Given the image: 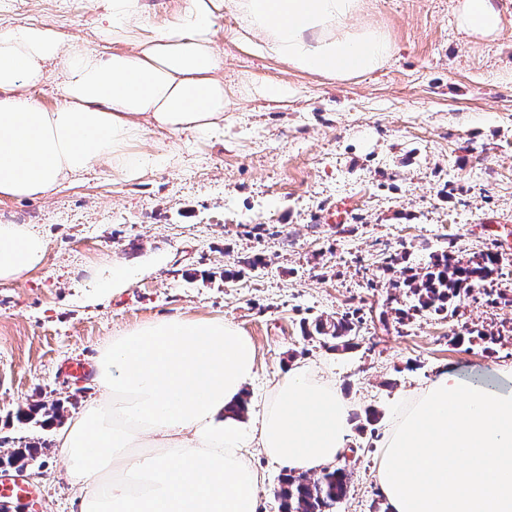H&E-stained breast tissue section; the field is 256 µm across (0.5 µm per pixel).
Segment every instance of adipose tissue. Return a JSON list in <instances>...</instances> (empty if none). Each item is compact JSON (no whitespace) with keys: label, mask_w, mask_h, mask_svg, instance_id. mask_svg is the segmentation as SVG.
Here are the masks:
<instances>
[{"label":"adipose tissue","mask_w":512,"mask_h":512,"mask_svg":"<svg viewBox=\"0 0 512 512\" xmlns=\"http://www.w3.org/2000/svg\"><path fill=\"white\" fill-rule=\"evenodd\" d=\"M112 46L64 44L53 28H0V200L48 196L105 165L131 182L169 162L140 149L145 133L215 136L231 101L219 71L216 22L241 17L257 53L291 68L347 80L381 68L393 40L349 26L363 0H185L165 25L143 0H99ZM472 40L491 41L502 16L493 0H457ZM64 100L29 95L50 68ZM46 240L0 224V283L44 266ZM255 346L221 318L161 317L102 349L90 403L56 433L69 475L84 489L79 512H260L261 453L299 474L335 463L353 407L334 383L291 365L254 422L233 413L254 375ZM458 457L462 467L448 466ZM376 478L390 512H512V367L474 373L452 364L397 413Z\"/></svg>","instance_id":"1"}]
</instances>
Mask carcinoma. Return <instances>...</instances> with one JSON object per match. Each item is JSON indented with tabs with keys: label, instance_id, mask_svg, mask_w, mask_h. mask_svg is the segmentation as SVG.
<instances>
[{
	"label": "carcinoma",
	"instance_id": "obj_1",
	"mask_svg": "<svg viewBox=\"0 0 512 512\" xmlns=\"http://www.w3.org/2000/svg\"><path fill=\"white\" fill-rule=\"evenodd\" d=\"M398 259L392 258L386 270L392 272V287L404 290L411 299L408 309H398L397 323L423 312L455 316L461 303L462 295L474 288L496 281L499 254L488 250L468 260H461L443 251L433 255L427 267L421 272H414L408 267L396 268ZM318 335L332 342L334 350H349L355 346L356 327L347 317L325 323H314V332L307 336ZM38 449L19 448L7 457H0V465L25 466L36 459ZM351 472L341 466L326 467L318 475L299 479L285 473L279 480L274 495L279 501L280 512H334L349 492Z\"/></svg>",
	"mask_w": 512,
	"mask_h": 512
}]
</instances>
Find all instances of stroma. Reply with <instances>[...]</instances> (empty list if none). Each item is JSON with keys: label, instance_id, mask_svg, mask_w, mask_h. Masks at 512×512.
Wrapping results in <instances>:
<instances>
[{"label": "stroma", "instance_id": "stroma-1", "mask_svg": "<svg viewBox=\"0 0 512 512\" xmlns=\"http://www.w3.org/2000/svg\"><path fill=\"white\" fill-rule=\"evenodd\" d=\"M5 2L0 26L45 24L64 43L102 47L96 0ZM496 3L501 35L477 43L456 26V0H365L357 24L389 31L394 52L349 81L255 53L224 14L216 42L236 102L222 136L150 133L144 149L176 158L137 181L113 183L98 166L47 197L0 200L48 241L41 269L0 283V455L40 446L26 471L36 512H77L78 489L51 423L17 411L58 402L77 414L100 391L64 364L95 365L112 336L159 317H221L251 337V412L292 364L336 381L354 411L353 476L335 512L385 505L377 454L406 396L451 363L512 365V307L475 291L455 317L401 325L406 297L385 270L394 256L418 270L442 251L466 260L490 249L499 288L512 291V0ZM263 83L287 85V99L255 93ZM116 262L132 281L91 301ZM345 315L354 349L306 337L316 319ZM482 331L498 335L493 348Z\"/></svg>", "mask_w": 512, "mask_h": 512}]
</instances>
